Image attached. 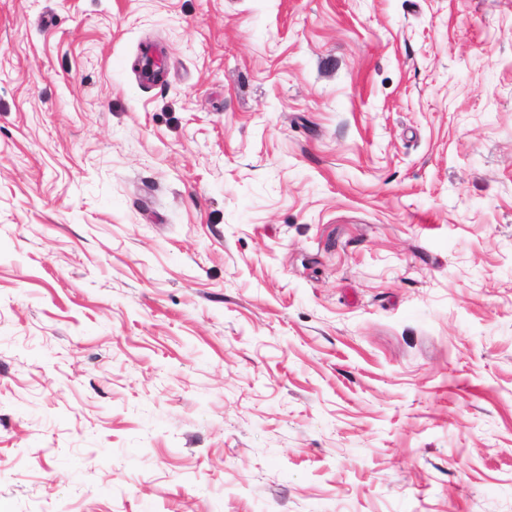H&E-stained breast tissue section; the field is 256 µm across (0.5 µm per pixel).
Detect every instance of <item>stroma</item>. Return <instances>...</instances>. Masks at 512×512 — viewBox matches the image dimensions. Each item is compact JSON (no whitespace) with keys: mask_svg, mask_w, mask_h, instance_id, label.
<instances>
[{"mask_svg":"<svg viewBox=\"0 0 512 512\" xmlns=\"http://www.w3.org/2000/svg\"><path fill=\"white\" fill-rule=\"evenodd\" d=\"M0 512H512V0H0Z\"/></svg>","mask_w":512,"mask_h":512,"instance_id":"obj_1","label":"stroma"}]
</instances>
